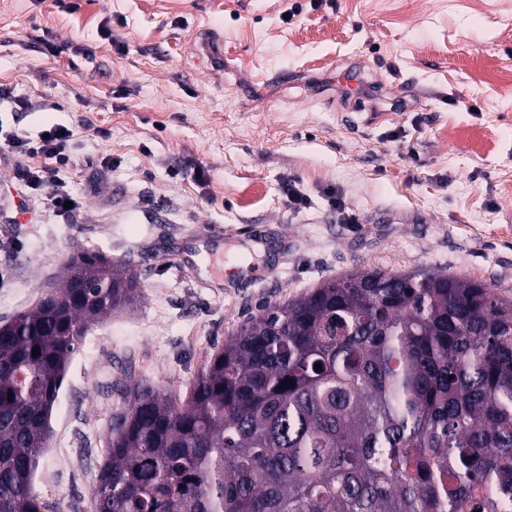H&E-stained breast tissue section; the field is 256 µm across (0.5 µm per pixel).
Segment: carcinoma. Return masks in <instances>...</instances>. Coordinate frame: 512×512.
Wrapping results in <instances>:
<instances>
[{
    "instance_id": "cac0c4a2",
    "label": "carcinoma",
    "mask_w": 512,
    "mask_h": 512,
    "mask_svg": "<svg viewBox=\"0 0 512 512\" xmlns=\"http://www.w3.org/2000/svg\"><path fill=\"white\" fill-rule=\"evenodd\" d=\"M138 297L131 262L83 251L0 325V512L47 508L33 471L71 356ZM118 392L94 512H500L512 501V300L458 275L350 271L249 317L187 402L143 380Z\"/></svg>"
}]
</instances>
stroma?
Instances as JSON below:
<instances>
[{"label": "stroma", "mask_w": 512, "mask_h": 512, "mask_svg": "<svg viewBox=\"0 0 512 512\" xmlns=\"http://www.w3.org/2000/svg\"><path fill=\"white\" fill-rule=\"evenodd\" d=\"M22 98L58 108L12 111ZM55 124L71 164H33L75 210L26 202L0 157V323L85 250L132 260L141 297L71 357L33 473L46 512H93L117 385L185 399L266 306L365 267L512 298V0H0V128Z\"/></svg>", "instance_id": "1"}]
</instances>
